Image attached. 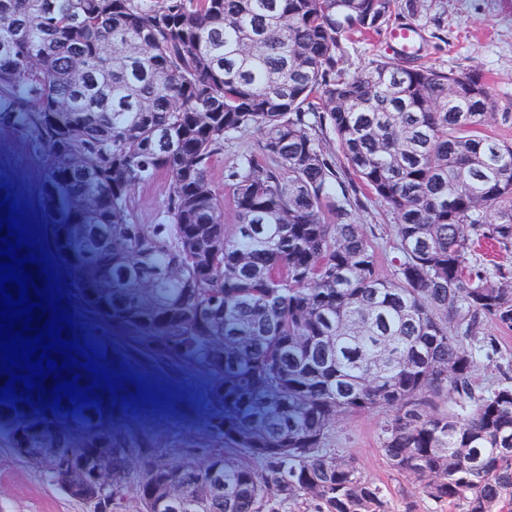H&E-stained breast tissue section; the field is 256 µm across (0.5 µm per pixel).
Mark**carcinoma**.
Wrapping results in <instances>:
<instances>
[{"label":"carcinoma","instance_id":"cac0c4a2","mask_svg":"<svg viewBox=\"0 0 512 512\" xmlns=\"http://www.w3.org/2000/svg\"><path fill=\"white\" fill-rule=\"evenodd\" d=\"M424 0H0V130L42 158L39 246L73 282L107 368L132 360L205 382L221 449L169 462L124 401L64 410L0 402V441L94 512H394L328 445L343 416L389 409L379 439L420 496L512 512V375L485 321L512 328V143L477 71L376 60L353 38ZM79 66L82 79L72 83ZM252 132L226 174L208 169ZM346 160L397 217L379 274ZM163 177L156 224L129 201ZM97 283L110 285L101 310ZM258 136L253 133H244L231 143L224 146V152L216 156L212 162L209 180L212 189L220 198L224 199V224H235V207L232 196L225 181L226 171L235 162L236 155L244 150L256 151L258 149Z\"/></svg>","mask_w":512,"mask_h":512}]
</instances>
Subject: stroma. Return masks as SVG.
<instances>
[{"mask_svg": "<svg viewBox=\"0 0 512 512\" xmlns=\"http://www.w3.org/2000/svg\"><path fill=\"white\" fill-rule=\"evenodd\" d=\"M412 24L420 28L421 38L412 55L414 62L443 71L477 70L489 80L500 102V111L486 123L484 131L512 143V0H426L417 15L399 13L378 31L351 43L345 65L355 69L375 60L401 61V54L388 46L392 28ZM258 148V137L246 133L226 144L212 162L209 180L212 189L224 200V222H235V207L225 181L227 170L238 153ZM0 176L11 186V199L25 210L32 225H40L35 202L40 176L38 155L19 136L0 133ZM168 185L156 178L137 187L131 195V210L141 224L158 220L167 198ZM360 202L355 219L367 236L379 246V271L392 272L396 241L393 214L376 203L366 188H358ZM127 375L117 395L141 387L140 397L131 399L127 410L130 423L156 435L164 444L171 462L184 458L186 446L209 447L203 430L205 407L202 382L191 374L169 381L163 374L149 372L135 363L124 368ZM386 414L377 408L349 415L337 423L331 443L351 456L362 476L377 483L390 499L394 512H404L408 495H414L413 482L391 470L380 449L379 425ZM0 512H93L91 504L65 496L47 482L32 465L18 460L10 448L0 445Z\"/></svg>", "mask_w": 512, "mask_h": 512, "instance_id": "1", "label": "stroma"}]
</instances>
